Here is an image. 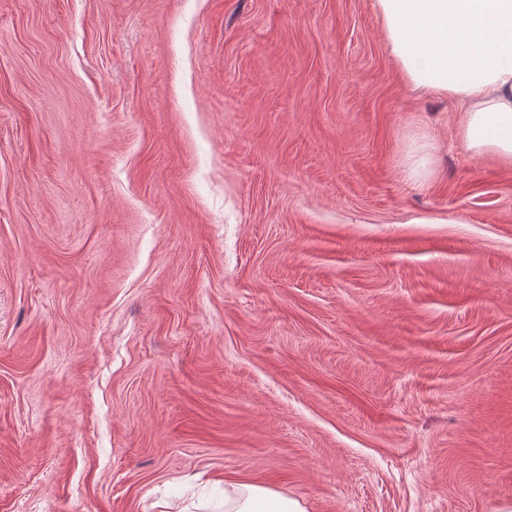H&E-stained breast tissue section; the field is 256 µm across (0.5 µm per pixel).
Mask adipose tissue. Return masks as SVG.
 Instances as JSON below:
<instances>
[{"mask_svg":"<svg viewBox=\"0 0 512 512\" xmlns=\"http://www.w3.org/2000/svg\"><path fill=\"white\" fill-rule=\"evenodd\" d=\"M405 82L460 103L473 155L512 164V0H372ZM224 512H306L259 484L224 483Z\"/></svg>","mask_w":512,"mask_h":512,"instance_id":"ef3b65f1","label":"adipose tissue"}]
</instances>
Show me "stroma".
<instances>
[{"mask_svg":"<svg viewBox=\"0 0 512 512\" xmlns=\"http://www.w3.org/2000/svg\"><path fill=\"white\" fill-rule=\"evenodd\" d=\"M462 116L372 0H0V512L512 505V165ZM225 512H306L297 499L259 484L224 481Z\"/></svg>","mask_w":512,"mask_h":512,"instance_id":"35a3bbf8","label":"stroma"}]
</instances>
